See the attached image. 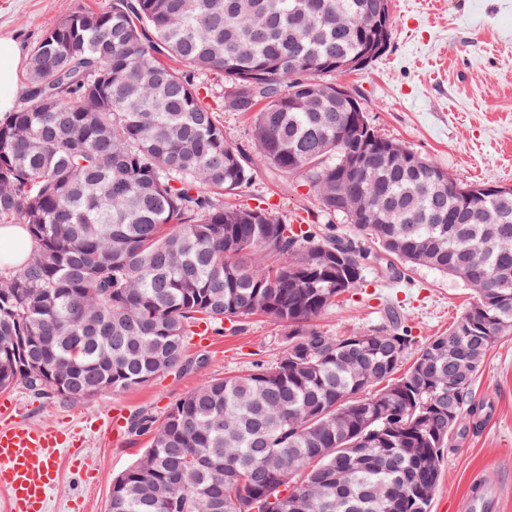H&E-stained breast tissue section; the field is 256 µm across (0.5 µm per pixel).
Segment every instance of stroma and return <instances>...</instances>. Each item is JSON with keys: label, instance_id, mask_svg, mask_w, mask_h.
<instances>
[{"label": "stroma", "instance_id": "obj_1", "mask_svg": "<svg viewBox=\"0 0 512 512\" xmlns=\"http://www.w3.org/2000/svg\"><path fill=\"white\" fill-rule=\"evenodd\" d=\"M112 0H0V33L33 51L43 34L68 14L103 11ZM392 38L387 52L369 67L337 75L364 104L376 132L437 162L460 184L512 186V0H391ZM210 86L206 103L230 143L248 149L252 182L232 201L275 206L284 221L323 215L303 177L283 175L251 151L250 123L224 111V82L196 75ZM402 287H381L367 270L356 294L339 297L316 318L334 336L385 325L394 306L415 344L447 334L473 300L462 280L428 267L404 270ZM288 330L263 315L246 319L239 331L185 342L182 369L145 386L70 404L38 395L24 384L0 389L13 404L0 423L21 422L75 433L81 453L59 452L53 464L59 481L47 512H109L112 481L148 447L149 435L105 432L108 415L142 411L162 417L177 399L206 380L248 373L256 363H274L287 346ZM473 395L484 409L448 438L433 493L431 512H462L474 481L496 484L492 512H512V334L491 346L475 377Z\"/></svg>", "mask_w": 512, "mask_h": 512}]
</instances>
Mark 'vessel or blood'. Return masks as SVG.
Listing matches in <instances>:
<instances>
[{
  "label": "vessel or blood",
  "mask_w": 512,
  "mask_h": 512,
  "mask_svg": "<svg viewBox=\"0 0 512 512\" xmlns=\"http://www.w3.org/2000/svg\"><path fill=\"white\" fill-rule=\"evenodd\" d=\"M66 441L54 430L0 428V490L8 491L11 512H46L47 493L58 482L52 457Z\"/></svg>",
  "instance_id": "b4317fda"
}]
</instances>
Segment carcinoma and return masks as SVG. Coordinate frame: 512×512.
Listing matches in <instances>:
<instances>
[{"label":"carcinoma","instance_id":"cac0c4a2","mask_svg":"<svg viewBox=\"0 0 512 512\" xmlns=\"http://www.w3.org/2000/svg\"><path fill=\"white\" fill-rule=\"evenodd\" d=\"M384 2L112 0L33 52L0 118V223L31 241L0 271V389L87 402L182 366L200 329L254 314L288 328L273 364L134 418L152 441L110 512H429L448 436L479 410L473 380L512 333V194L446 183L320 94L336 61L369 57ZM204 72L260 156L351 232L224 204L252 168L204 104ZM338 181L361 216L336 209ZM382 253L471 289L448 334L415 348L396 315L350 336L311 324Z\"/></svg>","mask_w":512,"mask_h":512}]
</instances>
